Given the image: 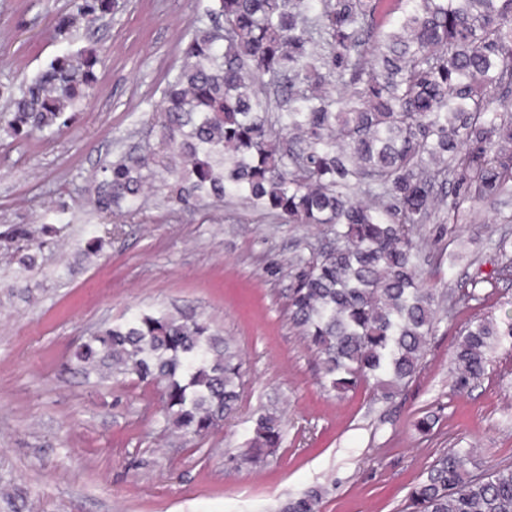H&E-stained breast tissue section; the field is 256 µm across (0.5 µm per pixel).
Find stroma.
<instances>
[{
    "mask_svg": "<svg viewBox=\"0 0 512 512\" xmlns=\"http://www.w3.org/2000/svg\"><path fill=\"white\" fill-rule=\"evenodd\" d=\"M111 15L62 40L69 0H0V84L35 77L55 57L95 48L102 62L91 110L38 139L0 127V227H39L32 268L0 246V512H276L322 487L320 512H402L410 488L450 448L477 472L512 465V348L492 352L466 395L448 387L458 327L441 318L415 378L393 401L361 386L320 384L318 357L292 326L286 296L300 253L328 244L314 224H290L235 199L185 208L162 176L143 187L136 217L93 203L102 169L155 143L161 91L206 19L197 0H115ZM512 234V198L476 222L420 225L427 278L455 290L497 267ZM102 250L86 255L88 243ZM193 309L239 349V412L209 436L179 442L158 390L135 377H86L72 361L96 329L141 310ZM277 408L280 448L263 463L228 456L252 416ZM436 418L419 433L423 415Z\"/></svg>",
    "mask_w": 512,
    "mask_h": 512,
    "instance_id": "1",
    "label": "stroma"
}]
</instances>
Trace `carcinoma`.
<instances>
[{
  "label": "carcinoma",
  "mask_w": 512,
  "mask_h": 512,
  "mask_svg": "<svg viewBox=\"0 0 512 512\" xmlns=\"http://www.w3.org/2000/svg\"><path fill=\"white\" fill-rule=\"evenodd\" d=\"M208 0L210 25L185 44L162 90L157 145L121 157L95 187L101 210L134 215L147 179L168 177L185 206L238 198L298 224H319L331 247L295 260L291 322L316 351L323 386L367 385L391 399L416 375L443 303L420 279L411 234L433 215L512 194V0ZM110 0H71L56 35L94 23ZM94 51L54 58L19 93L7 124L26 137L59 132L86 108ZM452 185V191L446 185ZM33 241L13 224L0 240ZM497 275H512V240ZM473 277L448 294V314L484 301ZM512 345V322H467L457 333L450 389L487 374ZM86 375H132L161 392L178 437H203L238 409L244 368L235 345L192 310L139 313L73 353ZM282 420L259 414L242 454L257 463L282 442ZM471 449L442 453L407 496L410 512H512V466L471 475ZM311 488L280 512H319Z\"/></svg>",
  "instance_id": "1"
}]
</instances>
